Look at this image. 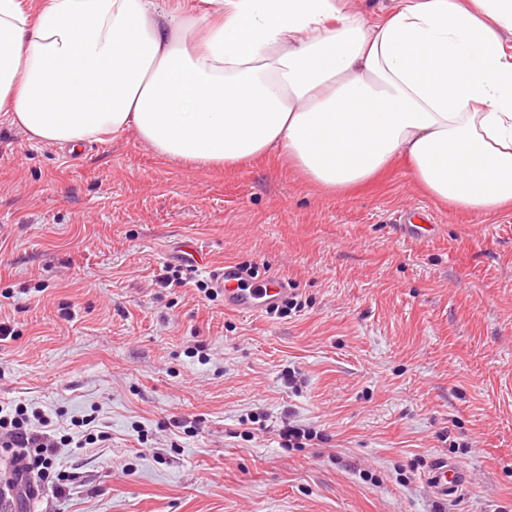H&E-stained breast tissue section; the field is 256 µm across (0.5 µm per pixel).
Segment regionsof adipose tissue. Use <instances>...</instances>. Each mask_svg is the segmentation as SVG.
Here are the masks:
<instances>
[{
	"label": "adipose tissue",
	"instance_id": "1",
	"mask_svg": "<svg viewBox=\"0 0 512 512\" xmlns=\"http://www.w3.org/2000/svg\"><path fill=\"white\" fill-rule=\"evenodd\" d=\"M204 2L0 0V117L206 169L274 154L330 194L401 161L438 203L512 208V0Z\"/></svg>",
	"mask_w": 512,
	"mask_h": 512
}]
</instances>
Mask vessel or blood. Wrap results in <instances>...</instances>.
<instances>
[{
    "label": "vessel or blood",
    "instance_id": "obj_1",
    "mask_svg": "<svg viewBox=\"0 0 512 512\" xmlns=\"http://www.w3.org/2000/svg\"><path fill=\"white\" fill-rule=\"evenodd\" d=\"M207 270L214 287L223 292L227 310L260 315L288 298V284L283 280L253 281L246 271L233 263L211 264ZM428 481L438 497L450 501L459 498L466 486L463 471L445 460L434 464Z\"/></svg>",
    "mask_w": 512,
    "mask_h": 512
}]
</instances>
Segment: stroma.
Listing matches in <instances>:
<instances>
[{
  "label": "stroma",
  "mask_w": 512,
  "mask_h": 512,
  "mask_svg": "<svg viewBox=\"0 0 512 512\" xmlns=\"http://www.w3.org/2000/svg\"><path fill=\"white\" fill-rule=\"evenodd\" d=\"M188 241L300 308L205 299ZM0 322V408L105 435L33 512H512V211L437 203L402 165L331 195L272 156L195 169L126 133L71 157L1 117ZM289 424L319 437L282 447ZM439 458L467 476L452 503ZM434 493L448 502H453L461 496L466 487L464 472L448 460L437 461L428 474Z\"/></svg>",
  "instance_id": "stroma-1"
}]
</instances>
